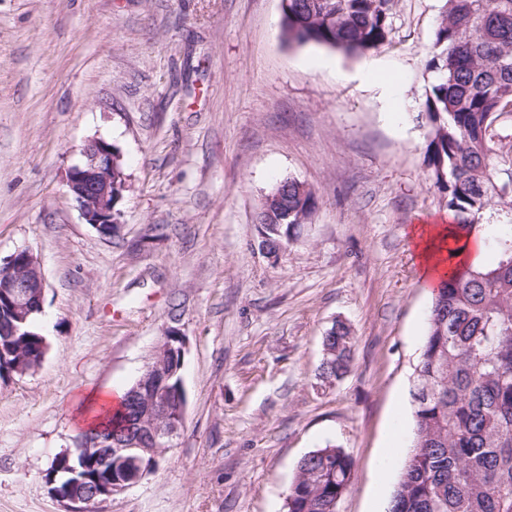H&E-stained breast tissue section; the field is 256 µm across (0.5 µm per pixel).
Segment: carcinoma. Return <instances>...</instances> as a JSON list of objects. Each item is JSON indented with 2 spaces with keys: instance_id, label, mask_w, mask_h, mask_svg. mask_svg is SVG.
Listing matches in <instances>:
<instances>
[{
  "instance_id": "1",
  "label": "carcinoma",
  "mask_w": 512,
  "mask_h": 512,
  "mask_svg": "<svg viewBox=\"0 0 512 512\" xmlns=\"http://www.w3.org/2000/svg\"><path fill=\"white\" fill-rule=\"evenodd\" d=\"M397 0H281L289 44L363 55L389 40ZM425 101L428 167L455 220L456 236L485 233L486 261L457 267L435 293L410 390L414 428L388 512H512V162L495 153L496 125L512 105V0H445L435 30ZM313 192L287 178L265 195L258 223L273 241L308 223ZM38 313L22 333H0V379L33 370L45 353ZM318 376L350 371L354 336L343 322L323 337ZM141 411L123 396L100 411L112 432ZM85 484L111 478L88 456ZM353 459L328 444L304 456L288 512H337Z\"/></svg>"
}]
</instances>
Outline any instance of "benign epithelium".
Segmentation results:
<instances>
[{
    "label": "benign epithelium",
    "instance_id": "1",
    "mask_svg": "<svg viewBox=\"0 0 512 512\" xmlns=\"http://www.w3.org/2000/svg\"><path fill=\"white\" fill-rule=\"evenodd\" d=\"M114 147L101 139L88 140L81 148L83 160L71 167L67 174L66 187L85 223L97 228L101 224H117L119 217L112 208V158ZM39 288L31 291L28 280L15 274L14 258L0 264V293L9 299L11 314L16 325L12 334L19 333L21 325L29 315L32 295L44 302L45 281L38 275ZM185 342L176 327L165 330L162 341L153 355V365L133 387L130 397L139 404L144 414L141 416L138 431L122 439L103 434H91L80 440L77 451L102 457L103 463L117 460L123 463L125 473L120 477L100 484L90 492L72 470L74 478L62 491H53L65 505V512H102L103 505L112 497L139 483L155 466L162 449L170 447L177 437L184 420L186 402L170 401L167 386L169 376L182 368L174 364L168 368L165 358L184 359Z\"/></svg>",
    "mask_w": 512,
    "mask_h": 512
}]
</instances>
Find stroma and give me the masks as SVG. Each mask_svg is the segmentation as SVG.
Instances as JSON below:
<instances>
[{
  "label": "stroma",
  "instance_id": "1",
  "mask_svg": "<svg viewBox=\"0 0 512 512\" xmlns=\"http://www.w3.org/2000/svg\"><path fill=\"white\" fill-rule=\"evenodd\" d=\"M444 0H398L390 42L291 46L280 0H0V260L46 281L34 371L0 381V512H63L45 474L87 399L129 387L166 327L185 338L187 406L157 469L106 512H283L299 461L354 460L337 512H387L434 291L413 226L449 222L427 167L426 93ZM396 83L355 79L362 61ZM115 145L127 188L112 237L81 218L68 169ZM293 178L309 224L269 259L264 196ZM355 336L317 378L334 321ZM354 336L343 322H335L323 337V358L318 376L325 384L332 385L341 381L354 359ZM325 351V352H324Z\"/></svg>",
  "mask_w": 512,
  "mask_h": 512
}]
</instances>
